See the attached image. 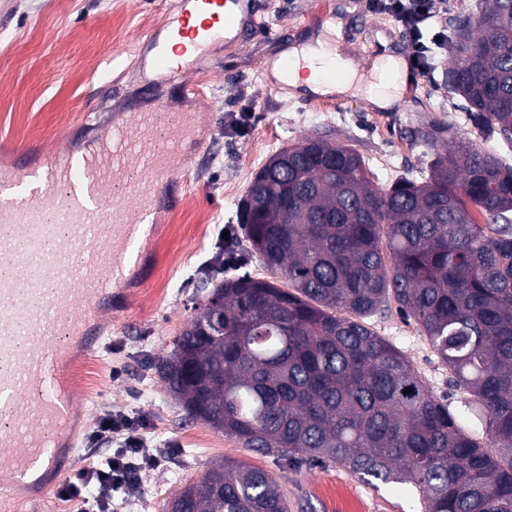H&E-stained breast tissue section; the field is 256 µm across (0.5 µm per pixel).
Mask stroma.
<instances>
[{"instance_id":"35a3bbf8","label":"stroma","mask_w":512,"mask_h":512,"mask_svg":"<svg viewBox=\"0 0 512 512\" xmlns=\"http://www.w3.org/2000/svg\"><path fill=\"white\" fill-rule=\"evenodd\" d=\"M177 0H0V146H40L83 151L96 138L85 113L99 125L129 112L154 108L153 73L137 64L139 44L162 25ZM368 0H257L258 29L242 40L218 42L189 72L171 77L163 93L172 108L197 113L203 148L194 162L164 187L158 229L142 247L143 264L120 308L112 312L101 345L86 357L97 379L74 387L94 429L103 411L147 417L150 452L161 466L141 475L140 491L116 499L113 512H164L173 491L201 477L212 464L244 462L268 471L284 490L314 512H421L412 487H374L333 466L294 469L244 448L236 439L190 421L169 395L155 365L166 355L191 313L201 268L231 239L241 271L266 270L236 219L239 199L269 157L308 137L354 148L374 181L389 187L402 178L425 180L432 154L419 136L431 125H455L471 141L512 164V142L474 132L464 100L448 91L447 53H436L429 76H414L402 101L382 110L364 96H302L273 91L260 75L266 60L341 19L349 54L370 75L385 51L412 52L391 17L368 9ZM245 131H238V122ZM370 326L418 368L433 393L464 412L466 395L448 374L413 322L397 312L371 318Z\"/></svg>"}]
</instances>
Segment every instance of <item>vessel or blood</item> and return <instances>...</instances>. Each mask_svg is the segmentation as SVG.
Listing matches in <instances>:
<instances>
[{
	"instance_id": "vessel-or-blood-1",
	"label": "vessel or blood",
	"mask_w": 512,
	"mask_h": 512,
	"mask_svg": "<svg viewBox=\"0 0 512 512\" xmlns=\"http://www.w3.org/2000/svg\"><path fill=\"white\" fill-rule=\"evenodd\" d=\"M257 24L254 0H178L171 21L146 35L140 63L181 75L186 60L215 39L237 40ZM193 132L192 113L161 103L113 124L82 154L33 162L20 153L0 168V263L9 269L0 276V416L11 421L0 447L13 451L0 466L8 471L58 466L45 453L68 427L59 389L70 348L59 343L58 329L67 326L93 351L104 312L127 284V266L141 259L136 235L159 183L193 161L184 148Z\"/></svg>"
}]
</instances>
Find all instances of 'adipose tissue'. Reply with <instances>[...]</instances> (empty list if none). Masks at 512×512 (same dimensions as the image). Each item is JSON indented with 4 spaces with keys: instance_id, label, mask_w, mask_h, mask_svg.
<instances>
[{
    "instance_id": "obj_1",
    "label": "adipose tissue",
    "mask_w": 512,
    "mask_h": 512,
    "mask_svg": "<svg viewBox=\"0 0 512 512\" xmlns=\"http://www.w3.org/2000/svg\"><path fill=\"white\" fill-rule=\"evenodd\" d=\"M341 30V23L327 22L320 35L289 50V88L320 96L361 92L378 108H390L405 90L406 61L392 55L382 56L372 82H363L357 63L339 52Z\"/></svg>"
}]
</instances>
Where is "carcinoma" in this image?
Here are the masks:
<instances>
[{
	"instance_id": "1",
	"label": "carcinoma",
	"mask_w": 512,
	"mask_h": 512,
	"mask_svg": "<svg viewBox=\"0 0 512 512\" xmlns=\"http://www.w3.org/2000/svg\"><path fill=\"white\" fill-rule=\"evenodd\" d=\"M452 34L448 89L481 137L512 138V0ZM422 138L427 179L388 188L324 138L272 155L238 223L277 281L207 280L159 373L191 419L246 448L410 485L425 512H512V165L452 126ZM393 304L469 395L465 415L370 328ZM185 512L290 507L268 471L236 463L210 466Z\"/></svg>"
}]
</instances>
